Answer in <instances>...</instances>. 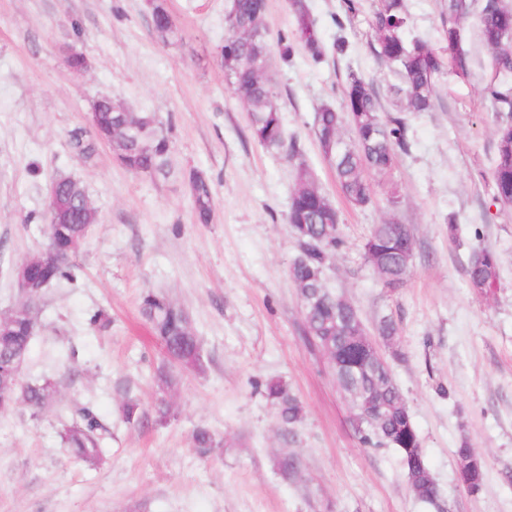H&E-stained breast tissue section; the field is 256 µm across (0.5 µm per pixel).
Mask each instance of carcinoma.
<instances>
[{"label":"carcinoma","instance_id":"cac0c4a2","mask_svg":"<svg viewBox=\"0 0 512 512\" xmlns=\"http://www.w3.org/2000/svg\"><path fill=\"white\" fill-rule=\"evenodd\" d=\"M291 7V32L278 38L281 53L288 58L299 47L318 64L325 50L316 20L304 0H294ZM471 7V0H448L447 15L441 20V46L436 48L418 37L405 38L404 0H382L371 23L372 47L375 55L399 78V84L393 86L397 114L381 115L372 86L356 75L349 76L347 81L344 111L323 106L314 114V134L350 204L358 207L369 204L372 189L367 173L386 175L396 152L409 148L407 122L401 113L431 110L435 80L443 70L458 78L469 75L471 60L464 48V31ZM266 10L267 5H259L258 0H236L231 24L243 32L250 31L251 38L230 32L221 55L230 57L224 70L249 109L252 137L267 149L286 150L294 157L298 149L293 143L286 144L281 115L273 102L274 93L254 69L258 58L269 57L268 42L259 35V31L266 28ZM166 18L164 5L153 4V26L163 40L171 34L168 24L162 23ZM476 23L481 40L491 54L490 67L501 74V81L485 84L482 98L496 121L494 201L507 207L512 205V36L506 35V31L512 28V6L506 5L505 0H480ZM91 112L96 134L124 152L127 171L136 175L165 171L170 145L158 132L155 114L128 112L109 97L94 101ZM346 123L352 128L354 139L343 146L340 135ZM55 182L60 220L51 245L62 250L72 239L85 238L88 225L97 222V212L84 205L81 186L74 179L58 176ZM192 201L196 221L209 223L213 193L209 181L202 175L193 178ZM288 223L297 240L308 246V252L298 255L290 268L302 303L305 333L309 341L325 353L339 387L351 399L360 424V443L366 447L395 449L414 494L423 502H432L437 494L436 484L389 366L353 336L352 328L360 320L358 310L326 286L325 273L331 270L344 239L336 207L316 187L313 173L303 164L295 168ZM414 249L415 242L407 227L394 222L375 225L364 244L367 262L388 288L399 286L407 279ZM75 269L70 260L55 261L38 268L35 275L40 282L50 285L74 277ZM466 275L475 294L488 296L498 287L496 255L489 250L472 253ZM140 308L169 361L185 369L203 370L200 341L183 309L153 292L143 295ZM37 322L36 310L29 317L15 313L7 317L0 328V409L3 411L20 401L39 411L57 393L56 385L49 379L22 383L20 372L14 367L16 360H27ZM264 396L283 426L291 430L302 421L304 406L285 382H267ZM105 432L94 408L84 405L77 409L71 422L63 425L60 438L77 458L98 464L106 454ZM191 443L197 454L207 456L223 441L209 428L199 426L192 432ZM455 455L457 462L467 469V491L479 492L487 473V460L465 441L458 445Z\"/></svg>","mask_w":512,"mask_h":512}]
</instances>
